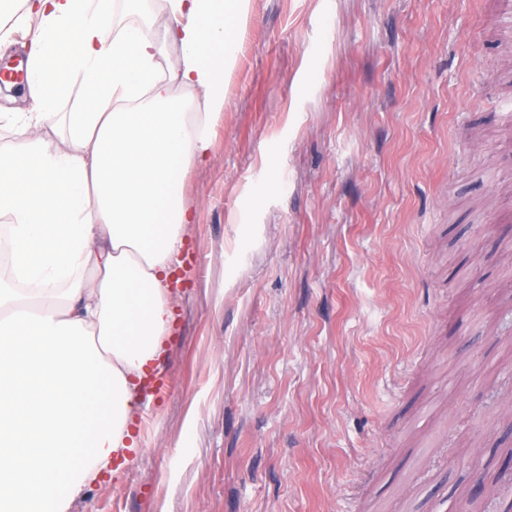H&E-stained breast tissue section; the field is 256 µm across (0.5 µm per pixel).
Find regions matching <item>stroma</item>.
I'll use <instances>...</instances> for the list:
<instances>
[{
	"mask_svg": "<svg viewBox=\"0 0 512 512\" xmlns=\"http://www.w3.org/2000/svg\"><path fill=\"white\" fill-rule=\"evenodd\" d=\"M510 100L503 0H252L164 385L69 512H456L512 390Z\"/></svg>",
	"mask_w": 512,
	"mask_h": 512,
	"instance_id": "stroma-1",
	"label": "stroma"
}]
</instances>
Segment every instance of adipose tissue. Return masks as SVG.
I'll list each match as a JSON object with an SVG mask.
<instances>
[{"label":"adipose tissue","mask_w":512,"mask_h":512,"mask_svg":"<svg viewBox=\"0 0 512 512\" xmlns=\"http://www.w3.org/2000/svg\"><path fill=\"white\" fill-rule=\"evenodd\" d=\"M0 0L35 30L31 108L1 112L0 512H67L137 446L132 404L160 359L169 279L193 216L183 176L205 163L250 0ZM141 25L106 34L114 14ZM177 67L162 72L169 49ZM87 101L55 126L76 81Z\"/></svg>","instance_id":"ef3b65f1"}]
</instances>
